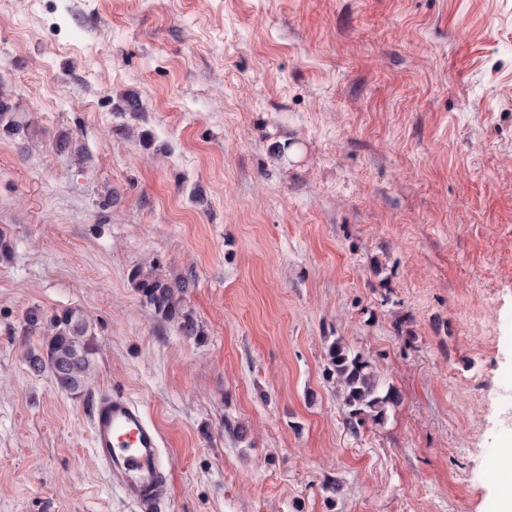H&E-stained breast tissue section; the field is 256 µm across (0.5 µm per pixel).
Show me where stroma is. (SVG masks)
Wrapping results in <instances>:
<instances>
[{
  "instance_id": "1",
  "label": "stroma",
  "mask_w": 512,
  "mask_h": 512,
  "mask_svg": "<svg viewBox=\"0 0 512 512\" xmlns=\"http://www.w3.org/2000/svg\"><path fill=\"white\" fill-rule=\"evenodd\" d=\"M0 88V512H133L108 388L162 432L165 512L512 499V0H0ZM137 270L194 280L201 337ZM70 307L76 394L26 362ZM337 340L399 394L355 434ZM131 279L141 298L158 319L176 325L186 338L202 336L200 326L181 304L184 293L194 286L193 280L170 282L160 276L141 272L134 273ZM27 331L39 329V350L28 359L34 372L50 373L61 392L74 394L87 384L94 371L95 329L93 323L76 308L64 309L44 325L36 312L26 318ZM43 325V327H41Z\"/></svg>"
}]
</instances>
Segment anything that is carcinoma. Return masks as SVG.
<instances>
[{
    "label": "carcinoma",
    "instance_id": "obj_1",
    "mask_svg": "<svg viewBox=\"0 0 512 512\" xmlns=\"http://www.w3.org/2000/svg\"><path fill=\"white\" fill-rule=\"evenodd\" d=\"M0 128L18 133L24 126L13 119L9 96L0 89ZM132 282L154 315L163 322L177 326L189 339L201 335V328L193 316L182 307V297L194 281L183 279L170 282L160 276L132 275ZM27 331H39L42 336L39 350L28 359L35 372H48L57 388L74 394L87 384L94 371L95 329L93 323L76 308L64 309L51 316L48 322L35 312L26 318ZM328 373L342 387L347 408L346 426L353 434L367 420L379 424L385 420L387 407L398 401L392 386H384L373 371L371 363L359 354H353L341 341L334 342L327 354Z\"/></svg>",
    "mask_w": 512,
    "mask_h": 512
}]
</instances>
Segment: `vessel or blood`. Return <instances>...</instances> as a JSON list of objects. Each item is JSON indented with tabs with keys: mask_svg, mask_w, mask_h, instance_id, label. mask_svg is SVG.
Instances as JSON below:
<instances>
[{
	"mask_svg": "<svg viewBox=\"0 0 512 512\" xmlns=\"http://www.w3.org/2000/svg\"><path fill=\"white\" fill-rule=\"evenodd\" d=\"M93 451L112 483L138 512H161L168 495L157 424L129 393L105 389L89 411Z\"/></svg>",
	"mask_w": 512,
	"mask_h": 512,
	"instance_id": "obj_1",
	"label": "vessel or blood"
}]
</instances>
